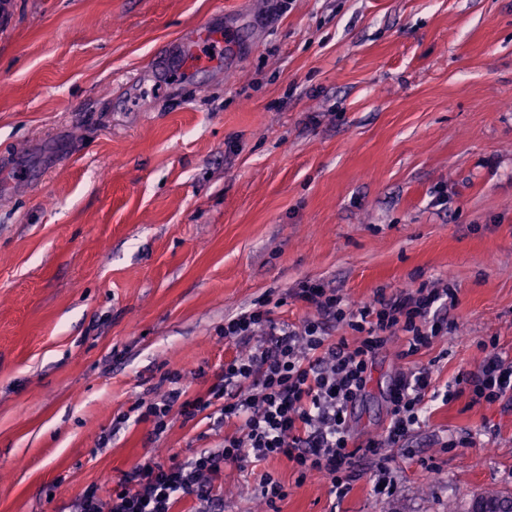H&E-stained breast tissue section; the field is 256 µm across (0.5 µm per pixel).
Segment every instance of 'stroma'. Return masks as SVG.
<instances>
[{
    "instance_id": "35a3bbf8",
    "label": "stroma",
    "mask_w": 512,
    "mask_h": 512,
    "mask_svg": "<svg viewBox=\"0 0 512 512\" xmlns=\"http://www.w3.org/2000/svg\"><path fill=\"white\" fill-rule=\"evenodd\" d=\"M207 23L220 63L154 59ZM306 280L353 306L455 288L448 332L379 351L351 423L382 433L407 364L438 384L512 353V0H6L0 8V512H74L144 457L219 449L223 428L127 415L186 374L205 395L224 320ZM332 502L266 471L280 512H466L512 493V408L433 402L384 467ZM226 467L224 512H266ZM388 488L378 489L381 475Z\"/></svg>"
}]
</instances>
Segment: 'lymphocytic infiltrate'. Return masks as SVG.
<instances>
[{"mask_svg":"<svg viewBox=\"0 0 512 512\" xmlns=\"http://www.w3.org/2000/svg\"><path fill=\"white\" fill-rule=\"evenodd\" d=\"M294 299L313 309L298 324L277 323L270 310L255 307L225 320L224 337L238 351L225 361L207 397H183V377L169 375V388L144 413L156 431H165L173 407L186 420L207 416L214 425H233L221 449L181 460L146 457L114 481L107 496L87 494L77 512H174L180 495L195 496L201 512H224L213 481L225 467L286 461L298 480L329 479L334 499L345 498L361 474L355 464L382 458L425 422L430 402L468 395L469 406L512 404V357L496 340L481 342L479 368L437 385L429 366L401 371L388 390L390 422L382 434L355 439L352 416L369 381L376 353L402 337L401 359L429 348L446 329L444 314L457 302L452 288L403 289L351 307L335 289L319 281L292 289ZM346 323L356 336L332 338Z\"/></svg>","mask_w":512,"mask_h":512,"instance_id":"lymphocytic-infiltrate-1","label":"lymphocytic infiltrate"}]
</instances>
